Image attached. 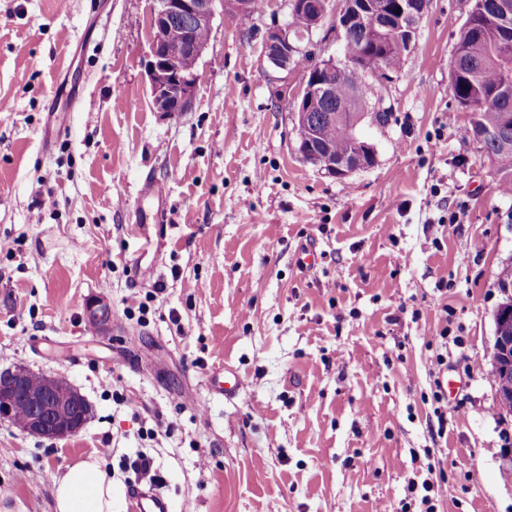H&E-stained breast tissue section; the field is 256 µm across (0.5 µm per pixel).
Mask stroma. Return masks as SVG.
Returning a JSON list of instances; mask_svg holds the SVG:
<instances>
[{"label": "stroma", "instance_id": "35a3bbf8", "mask_svg": "<svg viewBox=\"0 0 512 512\" xmlns=\"http://www.w3.org/2000/svg\"><path fill=\"white\" fill-rule=\"evenodd\" d=\"M154 6L0 0V369L64 377L92 406L58 441L0 422V512H54V478L91 455L125 486L140 452L160 476L142 488L171 512H421L425 482L437 512H512L491 366L512 195L449 80L473 0H428L389 124L361 128L376 162L342 178L297 149L302 66L265 56L288 0L245 25L216 16L193 107L172 117L145 71ZM148 175L166 194L161 249L129 221L157 207ZM452 200L463 219L432 243ZM133 292L154 293L146 316L125 314ZM91 297L112 307L106 332L84 320ZM444 329L463 344L441 365ZM227 365L246 381L232 400L204 384ZM437 379L461 406L443 433Z\"/></svg>", "mask_w": 512, "mask_h": 512}]
</instances>
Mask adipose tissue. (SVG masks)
Wrapping results in <instances>:
<instances>
[{"instance_id": "1", "label": "adipose tissue", "mask_w": 512, "mask_h": 512, "mask_svg": "<svg viewBox=\"0 0 512 512\" xmlns=\"http://www.w3.org/2000/svg\"><path fill=\"white\" fill-rule=\"evenodd\" d=\"M116 490L101 458L76 462L54 480L55 512H113Z\"/></svg>"}]
</instances>
